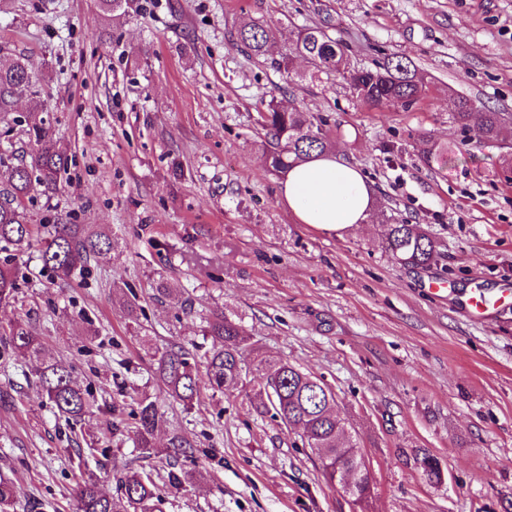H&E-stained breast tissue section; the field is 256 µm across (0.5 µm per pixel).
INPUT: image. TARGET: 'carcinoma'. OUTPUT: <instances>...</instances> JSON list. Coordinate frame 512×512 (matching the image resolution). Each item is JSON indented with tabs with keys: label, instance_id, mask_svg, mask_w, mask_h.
<instances>
[{
	"label": "carcinoma",
	"instance_id": "cac0c4a2",
	"mask_svg": "<svg viewBox=\"0 0 512 512\" xmlns=\"http://www.w3.org/2000/svg\"><path fill=\"white\" fill-rule=\"evenodd\" d=\"M129 2L99 0L105 21L126 15ZM236 41L251 55L270 61L280 70H288L290 56L296 53L308 60L313 78L339 74L356 97L371 108L393 105L409 110L428 92V85L418 76L416 66L400 56H392L374 69H347L340 44L322 25L300 29L289 50L275 46L264 28L257 24L243 26L237 32ZM36 97V79L24 58L16 57L0 65L1 116L14 112L16 103L22 98L33 101L29 113L43 111ZM452 119L463 131L473 133L478 142L497 143L505 115L460 96ZM261 126L270 138L271 148L265 155V165L273 175L282 176L293 164L328 150L327 131L304 112L273 105L262 116ZM67 166L66 155L49 149L31 153L29 160L16 164L6 161L0 153V168L7 170L6 183L0 189V244L7 247L30 242L34 228L26 222L21 211L22 200L37 187L46 195L54 193ZM111 249L112 239L103 231L85 224H56L42 241L37 259L42 269L63 279L88 260L105 257ZM385 251L396 263L416 268H428L438 257L435 239L417 224L389 225ZM16 292L15 273L0 268V302L14 298ZM6 336L12 347L38 356L41 343L28 323L14 324ZM205 336L211 338V348L203 353L211 388L229 391L244 383L250 373L258 372L262 384L260 412L301 430V440L315 453L321 475L329 486L336 487V472H354V503L359 512H365L373 490L371 475L357 444L347 439L345 422L336 415V394L332 388L322 379L304 373L284 360H261L256 368H251L244 356V327L222 314L207 321ZM194 370L195 354L182 346H174L161 352L155 373L168 396L188 408L197 395ZM34 373L41 394L55 406L59 415L78 422L92 413L94 397L77 385L72 367L65 361L42 360ZM137 405L133 426L135 442L141 453L149 456L154 451V433L162 424L163 416L156 401L147 395L140 397ZM413 463L428 479L438 477V459L430 451H417ZM14 499L13 481L0 475V512H10ZM78 499L80 512H158L160 504L152 473L146 471L127 472L120 480L115 496L90 478L79 486Z\"/></svg>",
	"mask_w": 512,
	"mask_h": 512
}]
</instances>
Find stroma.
I'll list each match as a JSON object with an SVG mask.
<instances>
[{"label":"stroma","instance_id":"1","mask_svg":"<svg viewBox=\"0 0 512 512\" xmlns=\"http://www.w3.org/2000/svg\"><path fill=\"white\" fill-rule=\"evenodd\" d=\"M253 22L281 47L325 25L352 70L407 57L429 93L409 110L368 107L341 75L307 78L303 58L283 72L248 55L234 37ZM15 55L45 110L32 119L21 102L0 122V152H32L40 126L68 156L59 190L25 199L29 223L115 238L65 282L36 248L0 250L18 283L0 302V473L16 483L15 512H76L83 479L113 490L143 470L162 512H353L250 390H212L202 363L191 410L161 389L158 351L204 346L220 312L248 329V359L287 360L333 389L371 472L367 512H512V305L464 309L512 284V158L451 118L461 96L512 113V0H135L111 24L96 0H0V58ZM272 102L325 124L373 184L366 223L330 235L295 221L263 162ZM426 136L447 162L422 163ZM394 222L427 230L438 261H392ZM18 321L93 392V415L67 424L42 397L34 360L3 335ZM144 393L164 418L147 458L130 431ZM176 433L195 443L174 467L190 476L179 487ZM93 441L104 454L78 469ZM419 448L444 485L414 468Z\"/></svg>","mask_w":512,"mask_h":512}]
</instances>
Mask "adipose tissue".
I'll list each match as a JSON object with an SVG mask.
<instances>
[{
  "label": "adipose tissue",
  "instance_id": "adipose-tissue-1",
  "mask_svg": "<svg viewBox=\"0 0 512 512\" xmlns=\"http://www.w3.org/2000/svg\"><path fill=\"white\" fill-rule=\"evenodd\" d=\"M279 193L297 223L326 233L365 223L373 205V191L360 169L335 150L293 165Z\"/></svg>",
  "mask_w": 512,
  "mask_h": 512
}]
</instances>
